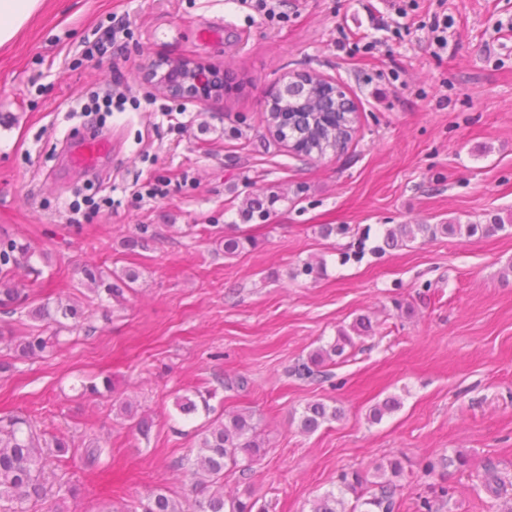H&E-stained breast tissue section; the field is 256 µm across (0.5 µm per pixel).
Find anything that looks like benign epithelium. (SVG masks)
I'll list each match as a JSON object with an SVG mask.
<instances>
[{
  "mask_svg": "<svg viewBox=\"0 0 512 512\" xmlns=\"http://www.w3.org/2000/svg\"><path fill=\"white\" fill-rule=\"evenodd\" d=\"M146 71L157 74L155 81L163 93L172 98L207 100L224 91V74L208 67L180 61L163 66L152 60Z\"/></svg>",
  "mask_w": 512,
  "mask_h": 512,
  "instance_id": "1",
  "label": "benign epithelium"
}]
</instances>
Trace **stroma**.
I'll return each instance as SVG.
<instances>
[{"label":"stroma","instance_id":"obj_1","mask_svg":"<svg viewBox=\"0 0 512 512\" xmlns=\"http://www.w3.org/2000/svg\"><path fill=\"white\" fill-rule=\"evenodd\" d=\"M448 17L438 50L431 16ZM389 0H282L273 19L247 0H46L22 35L0 47V230L47 252L35 299L79 297L76 268L96 264L140 278L123 303L106 301L92 333H63L57 352L0 377V415H29L75 447L107 442V472L67 463L78 487L70 512L104 500L180 490L171 463L195 446L175 402L216 379L217 411L254 414L267 453L249 484L265 512H310L340 470L407 467L400 512L430 496L419 462L450 459L441 512L512 506V0H415L408 34L375 31ZM121 18L127 38L111 63L85 47ZM224 70L216 103L161 93L144 65L159 57ZM326 77L356 108L343 153L305 157L267 128L268 96L295 75ZM122 111L107 123L113 150L101 163L111 207L73 228L68 205L90 172L71 166L65 142L90 132L81 104L115 88ZM279 194L266 223L245 224L258 245L228 257L224 228L246 202ZM490 236L440 235L378 253L397 224H486ZM147 248L126 250L138 225ZM313 272H304V264ZM370 317L329 378L293 375L338 329ZM111 376L115 392L153 421L137 440L109 399L80 397L79 378ZM398 399L380 422L373 405ZM340 419L302 432L308 402ZM470 463L456 465L458 454ZM508 480L501 495L479 476Z\"/></svg>","mask_w":512,"mask_h":512}]
</instances>
